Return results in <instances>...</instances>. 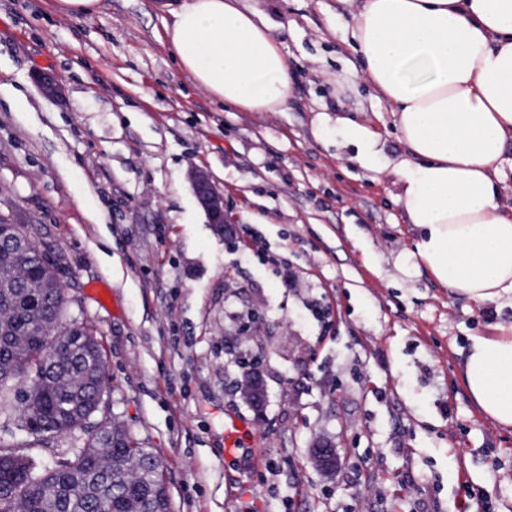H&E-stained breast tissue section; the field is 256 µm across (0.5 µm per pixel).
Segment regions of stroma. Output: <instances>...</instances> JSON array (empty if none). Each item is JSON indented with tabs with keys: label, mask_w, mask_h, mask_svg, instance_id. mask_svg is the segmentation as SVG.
<instances>
[{
	"label": "stroma",
	"mask_w": 512,
	"mask_h": 512,
	"mask_svg": "<svg viewBox=\"0 0 512 512\" xmlns=\"http://www.w3.org/2000/svg\"><path fill=\"white\" fill-rule=\"evenodd\" d=\"M156 4L70 17L55 0H0V216L55 268L67 318L97 331L108 389L94 422L156 456L173 512H512V431L462 379L471 336L512 308L441 284L415 256L395 177L373 179L339 135L351 115L385 157L402 150L332 34L342 0H256L277 8L295 79L281 112L197 87ZM39 72L61 80L60 100L40 94ZM197 170L224 196L225 233L193 193ZM252 367L260 414L228 387ZM230 416L246 428L234 461ZM87 436L38 441L0 408V448L40 467ZM323 441L330 473L310 459Z\"/></svg>",
	"instance_id": "1"
}]
</instances>
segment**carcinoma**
Instances as JSON below:
<instances>
[{
	"label": "carcinoma",
	"mask_w": 512,
	"mask_h": 512,
	"mask_svg": "<svg viewBox=\"0 0 512 512\" xmlns=\"http://www.w3.org/2000/svg\"><path fill=\"white\" fill-rule=\"evenodd\" d=\"M64 293L52 266L35 246L15 258L0 251V394L21 383L20 400L34 416L20 411L21 426L47 440L68 433L99 410L96 382L105 368L102 345L86 324L66 319ZM69 338L68 357H44L51 338ZM41 377L38 388L30 379ZM154 454L130 432L112 425L96 432L73 459L54 467L29 466L20 474L0 464V512H171V499Z\"/></svg>",
	"instance_id": "obj_1"
}]
</instances>
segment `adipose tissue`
I'll return each mask as SVG.
<instances>
[{
	"mask_svg": "<svg viewBox=\"0 0 512 512\" xmlns=\"http://www.w3.org/2000/svg\"><path fill=\"white\" fill-rule=\"evenodd\" d=\"M343 40L404 146L386 169L417 233L415 254L454 294L512 304V204L502 195L512 148V0H346ZM174 60L221 104L280 112L290 66L265 12L243 0H166ZM467 390L512 430V322L471 337Z\"/></svg>",
	"mask_w": 512,
	"mask_h": 512,
	"instance_id": "1",
	"label": "adipose tissue"
}]
</instances>
